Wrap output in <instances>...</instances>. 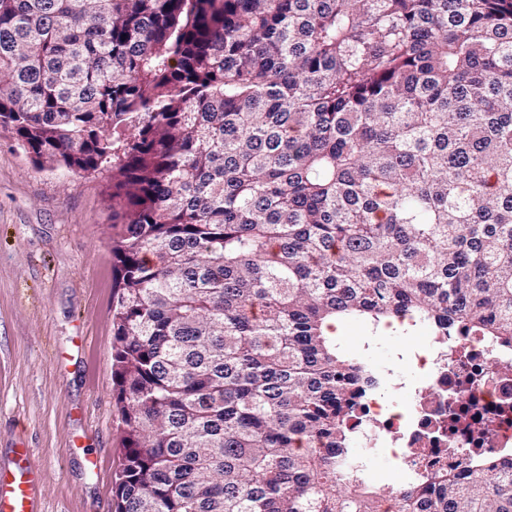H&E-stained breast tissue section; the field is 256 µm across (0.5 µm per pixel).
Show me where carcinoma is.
Returning <instances> with one entry per match:
<instances>
[{
    "label": "carcinoma",
    "instance_id": "obj_1",
    "mask_svg": "<svg viewBox=\"0 0 512 512\" xmlns=\"http://www.w3.org/2000/svg\"><path fill=\"white\" fill-rule=\"evenodd\" d=\"M0 126L115 168L114 512H512L352 478L333 335L512 340V0H0Z\"/></svg>",
    "mask_w": 512,
    "mask_h": 512
}]
</instances>
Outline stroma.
<instances>
[{"mask_svg":"<svg viewBox=\"0 0 512 512\" xmlns=\"http://www.w3.org/2000/svg\"><path fill=\"white\" fill-rule=\"evenodd\" d=\"M111 190V166L38 169L0 127V471L28 449L39 512H114L123 433L112 391ZM428 334L357 320L336 328L345 355L378 368Z\"/></svg>","mask_w":512,"mask_h":512,"instance_id":"35a3bbf8","label":"stroma"}]
</instances>
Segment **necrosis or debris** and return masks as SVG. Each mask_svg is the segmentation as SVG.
Instances as JSON below:
<instances>
[{
    "label": "necrosis or debris",
    "mask_w": 512,
    "mask_h": 512,
    "mask_svg": "<svg viewBox=\"0 0 512 512\" xmlns=\"http://www.w3.org/2000/svg\"><path fill=\"white\" fill-rule=\"evenodd\" d=\"M406 362L409 379L396 366L374 371L377 385L349 423L364 453L391 449L404 487L415 489L512 455V343L453 326Z\"/></svg>",
    "instance_id": "1"
}]
</instances>
